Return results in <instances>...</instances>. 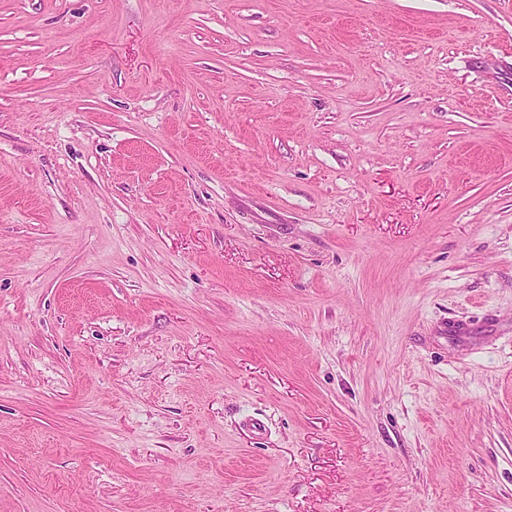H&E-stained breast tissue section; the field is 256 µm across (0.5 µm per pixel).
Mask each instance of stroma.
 <instances>
[{
    "label": "stroma",
    "mask_w": 512,
    "mask_h": 512,
    "mask_svg": "<svg viewBox=\"0 0 512 512\" xmlns=\"http://www.w3.org/2000/svg\"><path fill=\"white\" fill-rule=\"evenodd\" d=\"M0 512H512V0H0Z\"/></svg>",
    "instance_id": "35a3bbf8"
}]
</instances>
